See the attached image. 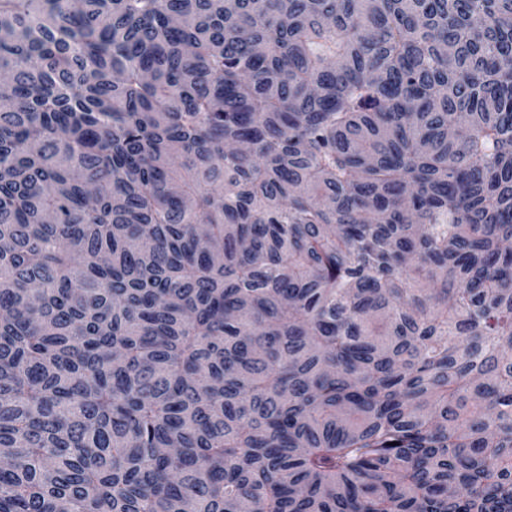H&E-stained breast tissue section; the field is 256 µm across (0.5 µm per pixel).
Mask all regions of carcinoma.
Masks as SVG:
<instances>
[{"instance_id": "1", "label": "carcinoma", "mask_w": 512, "mask_h": 512, "mask_svg": "<svg viewBox=\"0 0 512 512\" xmlns=\"http://www.w3.org/2000/svg\"><path fill=\"white\" fill-rule=\"evenodd\" d=\"M0 512H512V0H0Z\"/></svg>"}]
</instances>
